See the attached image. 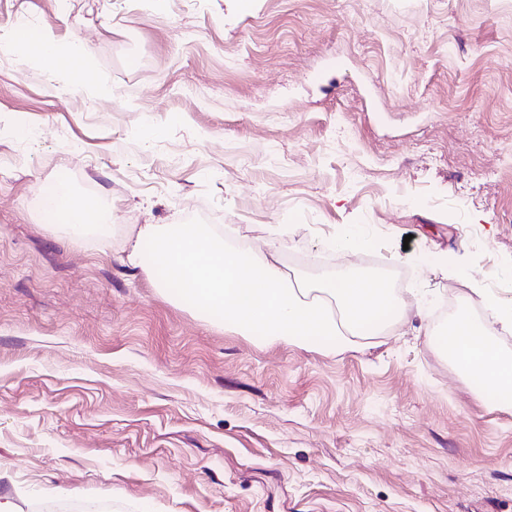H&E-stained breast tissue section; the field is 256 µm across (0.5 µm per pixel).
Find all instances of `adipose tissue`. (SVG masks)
Listing matches in <instances>:
<instances>
[{
	"label": "adipose tissue",
	"instance_id": "adipose-tissue-1",
	"mask_svg": "<svg viewBox=\"0 0 512 512\" xmlns=\"http://www.w3.org/2000/svg\"><path fill=\"white\" fill-rule=\"evenodd\" d=\"M7 43L19 52L37 51L49 62L70 57L73 76L82 75L78 63L87 54L85 45L56 43L50 27L9 26ZM41 209L45 223H60L76 232L101 212L100 204L74 199L64 185L43 193ZM147 242L157 263L169 271L160 278L161 287L177 283L183 302L206 315L222 316L244 334L257 332L286 344L303 338L351 346L383 333L399 313L395 294L381 280L346 273L315 285L294 281L275 254L229 248L217 231L182 224L144 225L126 242L131 264L140 265ZM496 322L511 328L512 309L493 311L487 322L458 312L443 346L458 371L511 405L512 357L493 339Z\"/></svg>",
	"mask_w": 512,
	"mask_h": 512
}]
</instances>
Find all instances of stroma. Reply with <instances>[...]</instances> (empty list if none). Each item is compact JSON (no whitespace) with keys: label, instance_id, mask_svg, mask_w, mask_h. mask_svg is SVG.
<instances>
[{"label":"stroma","instance_id":"1","mask_svg":"<svg viewBox=\"0 0 512 512\" xmlns=\"http://www.w3.org/2000/svg\"><path fill=\"white\" fill-rule=\"evenodd\" d=\"M0 496L19 512H512V408L441 309L512 308V0H0ZM110 230L44 224L43 187ZM223 228L293 277L403 270L352 348L205 319L128 264ZM368 241L350 248L346 232ZM7 44L19 52L32 49L48 62H54L63 55L70 57L71 62H79L87 55V49L82 44L62 46L54 41L51 29L45 25L39 29H29L19 25L8 27Z\"/></svg>","mask_w":512,"mask_h":512}]
</instances>
